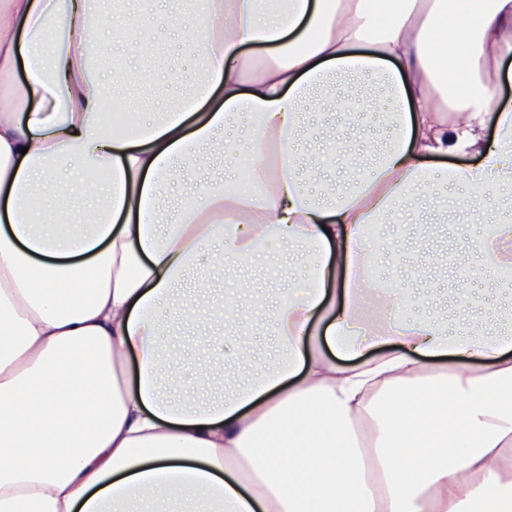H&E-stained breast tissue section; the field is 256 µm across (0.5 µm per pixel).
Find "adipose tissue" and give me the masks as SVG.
Returning a JSON list of instances; mask_svg holds the SVG:
<instances>
[{
  "label": "adipose tissue",
  "mask_w": 512,
  "mask_h": 512,
  "mask_svg": "<svg viewBox=\"0 0 512 512\" xmlns=\"http://www.w3.org/2000/svg\"><path fill=\"white\" fill-rule=\"evenodd\" d=\"M95 0H0V512H512V327L478 331L430 299L422 255L404 285L372 265L397 239L432 163L455 157V212L493 231L461 246L488 287L512 283V0H202L190 20L130 10L118 43L150 57L151 28L203 62L196 92L108 126L90 49ZM388 99L372 154L358 122ZM331 100L350 133L307 127ZM223 142L224 185L167 208L184 168ZM466 164H458V157ZM343 165L330 178L329 158ZM68 167V192L49 174ZM256 192L230 194L241 170ZM103 199L102 209L86 205ZM303 268L269 309L282 358L202 351L193 397L161 353L159 305L198 328L247 325L248 281L222 308L177 295L272 246ZM224 370L245 385L214 397Z\"/></svg>",
  "instance_id": "obj_1"
}]
</instances>
